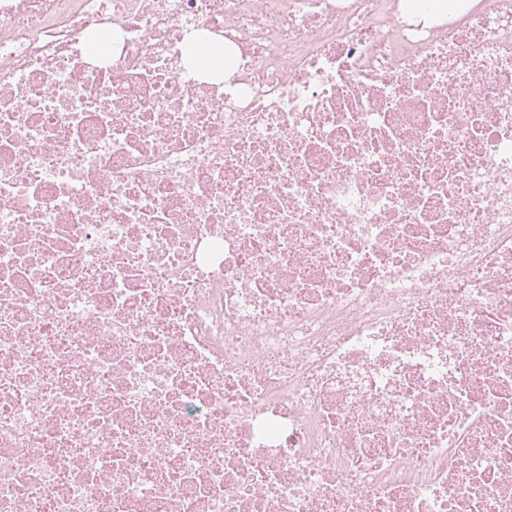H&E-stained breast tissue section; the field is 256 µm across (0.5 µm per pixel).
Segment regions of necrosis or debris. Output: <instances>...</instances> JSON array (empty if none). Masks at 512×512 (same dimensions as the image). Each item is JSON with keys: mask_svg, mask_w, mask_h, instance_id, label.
<instances>
[{"mask_svg": "<svg viewBox=\"0 0 512 512\" xmlns=\"http://www.w3.org/2000/svg\"><path fill=\"white\" fill-rule=\"evenodd\" d=\"M0 512H512V0H0ZM402 0L403 10L412 16L429 18L428 9L439 13H448V8L463 9L470 3L469 0Z\"/></svg>", "mask_w": 512, "mask_h": 512, "instance_id": "1", "label": "necrosis or debris"}]
</instances>
